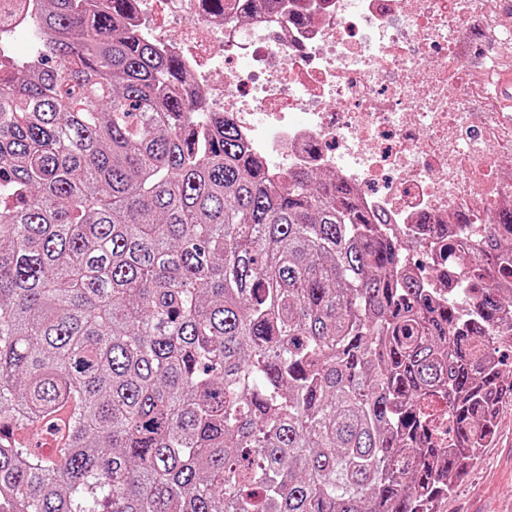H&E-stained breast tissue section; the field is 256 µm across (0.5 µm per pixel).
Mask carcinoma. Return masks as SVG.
<instances>
[{
    "label": "carcinoma",
    "instance_id": "cac0c4a2",
    "mask_svg": "<svg viewBox=\"0 0 512 512\" xmlns=\"http://www.w3.org/2000/svg\"><path fill=\"white\" fill-rule=\"evenodd\" d=\"M30 4L36 54L0 57V512H436L512 404V208L441 302L349 186L248 153L137 0H0V34Z\"/></svg>",
    "mask_w": 512,
    "mask_h": 512
}]
</instances>
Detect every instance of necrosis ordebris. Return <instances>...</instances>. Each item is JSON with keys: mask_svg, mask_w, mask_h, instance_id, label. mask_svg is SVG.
Returning a JSON list of instances; mask_svg holds the SVG:
<instances>
[{"mask_svg": "<svg viewBox=\"0 0 512 512\" xmlns=\"http://www.w3.org/2000/svg\"><path fill=\"white\" fill-rule=\"evenodd\" d=\"M209 21L200 0H141L135 29L179 55L206 98L275 173L348 184L361 208L441 263L481 252L512 204V116L476 106L467 52L512 58L504 0H271Z\"/></svg>", "mask_w": 512, "mask_h": 512, "instance_id": "obj_1", "label": "necrosis or debris"}]
</instances>
